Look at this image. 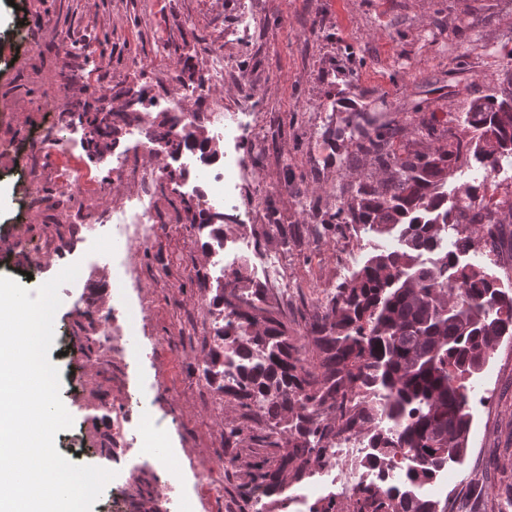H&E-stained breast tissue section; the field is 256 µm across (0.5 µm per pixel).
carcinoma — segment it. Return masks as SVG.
Here are the masks:
<instances>
[{"label": "carcinoma", "instance_id": "1", "mask_svg": "<svg viewBox=\"0 0 512 512\" xmlns=\"http://www.w3.org/2000/svg\"><path fill=\"white\" fill-rule=\"evenodd\" d=\"M107 95L77 103L89 129V154L102 158L115 145L116 124ZM490 94L465 113L459 136L423 151L391 148L373 120L353 127L358 149L375 153L385 176L360 184L336 208V223L367 233L398 232L400 248L379 249L332 297L316 305L306 342L288 335L284 305L268 288H245L239 275L217 288L210 305L234 319L209 346L205 370L234 355L237 373L218 389L241 409L243 424H224V454L249 434L256 450L253 489L266 512H288L290 488L323 462L330 439L352 428L370 431L372 463L386 469L402 453L418 462L400 486L375 485L358 493L353 512H448V504L409 489L432 481L442 465L467 452L472 413L468 382L500 340L512 336V295L499 278L461 257L482 242L499 256L497 240L512 224V183L498 180L512 165V113ZM493 139L498 151L487 153ZM216 157V142L190 131L176 144ZM477 164L482 180L459 187L448 201L455 169ZM224 217L197 211L191 223L224 236ZM454 248L441 249L448 233ZM434 255L422 260L424 253ZM262 410L251 411L254 398Z\"/></svg>", "mask_w": 512, "mask_h": 512}]
</instances>
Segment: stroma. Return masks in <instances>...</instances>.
I'll return each instance as SVG.
<instances>
[{
	"mask_svg": "<svg viewBox=\"0 0 512 512\" xmlns=\"http://www.w3.org/2000/svg\"><path fill=\"white\" fill-rule=\"evenodd\" d=\"M220 41L237 66L235 80L213 96L225 111L246 102L257 116L253 134L238 144L260 191L253 236L259 252L280 254L295 285L288 303L290 335L307 333L306 320L317 291L349 281L382 238L353 239L349 228H331L341 201L358 184L379 177L371 157L358 153L351 121L378 117L394 147L437 145V134L463 126L472 101L497 90L512 71V0H0V276L37 289L64 267L80 263L78 278L60 289L56 336L49 359L60 371V395L73 418L57 433L60 448H77L79 463L102 466L98 453L109 432L106 404L116 403L123 376L143 390L163 395L154 406L168 437V463L183 467L184 449L196 447L218 427L209 408L220 394L198 385L210 335L196 301L204 294L198 275L216 285L208 230L177 223L192 197L186 187L203 163L185 167L177 152L158 163L179 174L152 186L155 221L165 235L138 250L140 284L133 301L149 295L148 325L137 347L146 359L130 367L113 363L112 378L78 384L106 355L84 356L96 307L111 300L112 242L100 232L74 240L68 231L74 206L91 209L116 203L133 186L116 182L108 196L74 192L71 204L52 211L25 207L22 169L34 132L52 121L44 103L56 99L64 112L76 101L102 92L113 108L124 107L130 87L148 95L168 93L163 78L182 71V84L206 65L210 42ZM90 46L84 62L92 81L70 83L63 76L73 54ZM326 225L315 237L312 225ZM30 242L58 236L61 249L50 264L30 267L16 242L18 227ZM473 422L468 451L456 468L459 484L449 501H462L471 485L512 467L503 455L512 448V339L503 338L484 370L471 382ZM250 451L224 481L222 512H251Z\"/></svg>",
	"mask_w": 512,
	"mask_h": 512,
	"instance_id": "stroma-1",
	"label": "stroma"
}]
</instances>
